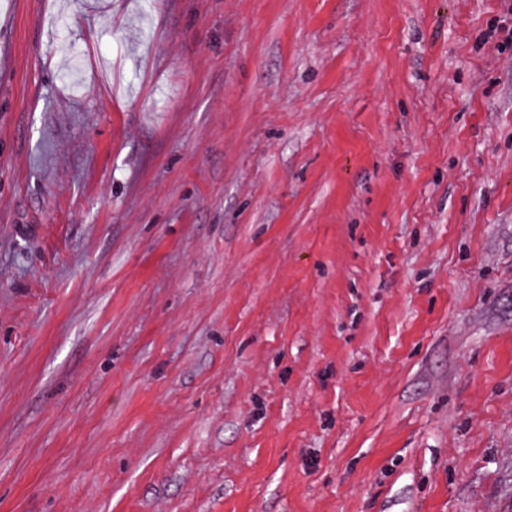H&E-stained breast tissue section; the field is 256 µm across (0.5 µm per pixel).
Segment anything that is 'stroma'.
<instances>
[{"instance_id": "1", "label": "stroma", "mask_w": 512, "mask_h": 512, "mask_svg": "<svg viewBox=\"0 0 512 512\" xmlns=\"http://www.w3.org/2000/svg\"><path fill=\"white\" fill-rule=\"evenodd\" d=\"M0 512H512V0H0Z\"/></svg>"}]
</instances>
